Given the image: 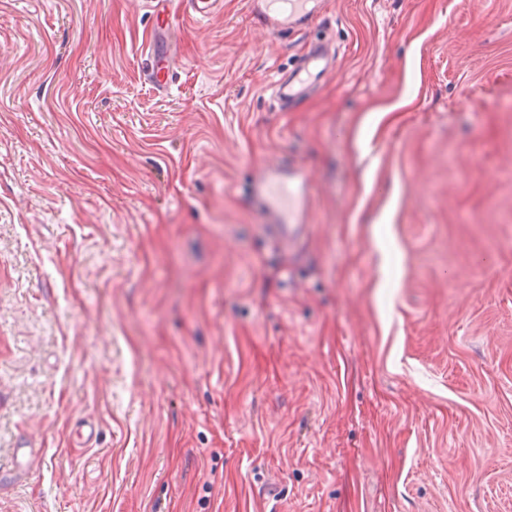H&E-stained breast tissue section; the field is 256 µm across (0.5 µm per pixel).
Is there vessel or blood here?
I'll return each instance as SVG.
<instances>
[{"instance_id": "b4317fda", "label": "vessel or blood", "mask_w": 512, "mask_h": 512, "mask_svg": "<svg viewBox=\"0 0 512 512\" xmlns=\"http://www.w3.org/2000/svg\"><path fill=\"white\" fill-rule=\"evenodd\" d=\"M322 11V0H251L250 13L267 30L279 33L300 30ZM333 73L326 45L311 44L302 63L277 80L273 94L286 107L300 101ZM253 198L267 223L283 243L298 236L308 222L309 188L303 169L270 166L253 181Z\"/></svg>"}]
</instances>
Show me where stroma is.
Here are the masks:
<instances>
[{
  "label": "stroma",
  "instance_id": "35a3bbf8",
  "mask_svg": "<svg viewBox=\"0 0 512 512\" xmlns=\"http://www.w3.org/2000/svg\"><path fill=\"white\" fill-rule=\"evenodd\" d=\"M148 2L0 0V512H512V0ZM250 14L273 33L301 30L322 12V0H251ZM327 52L323 43H311L302 63L275 82L273 94L281 105L292 106L333 74V58ZM252 190L257 207L284 244L306 227L310 195L303 169L269 166L255 177Z\"/></svg>",
  "mask_w": 512,
  "mask_h": 512
}]
</instances>
